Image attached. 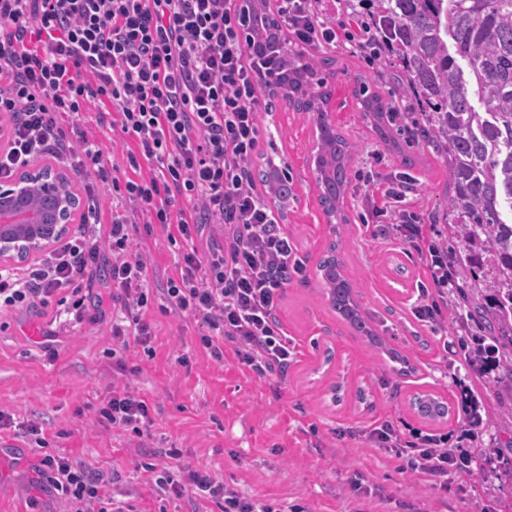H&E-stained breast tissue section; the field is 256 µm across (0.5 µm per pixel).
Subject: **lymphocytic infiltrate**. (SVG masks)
Instances as JSON below:
<instances>
[{
	"instance_id": "lymphocytic-infiltrate-1",
	"label": "lymphocytic infiltrate",
	"mask_w": 512,
	"mask_h": 512,
	"mask_svg": "<svg viewBox=\"0 0 512 512\" xmlns=\"http://www.w3.org/2000/svg\"><path fill=\"white\" fill-rule=\"evenodd\" d=\"M238 0H0V117L10 119L0 149V181L42 156L82 176L85 223L40 261L0 268V312L51 311L67 330L85 319L86 292L107 261L112 301L120 316L112 344L147 345L144 314L154 300L202 329V346L216 361L232 347L239 362L261 378H286L295 346L278 317L284 290L305 275L295 244L253 187L252 160L269 107L243 40ZM322 0H279L290 39L311 47L349 44L370 50L374 34L361 16L342 27L320 15ZM117 114L127 140L125 164L106 165L80 126L64 129L59 116L78 117L88 104ZM412 177L390 182L382 196L367 194L375 236L415 250L427 280L419 286L414 317L439 330L448 310V250L431 225L407 204ZM112 216L105 233L101 196ZM162 229L183 246L176 275L153 289L147 264L129 234ZM145 399L112 390L97 409L104 427L142 434L150 421ZM377 447L408 455L420 481L444 485L462 458L444 434L402 431L383 420L367 433ZM34 485L63 512H136L128 491L109 477L60 453L42 456ZM162 497L210 499L221 512H275L216 481L204 467L154 472Z\"/></svg>"
}]
</instances>
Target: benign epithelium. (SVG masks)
I'll use <instances>...</instances> for the list:
<instances>
[{"instance_id": "1", "label": "benign epithelium", "mask_w": 512, "mask_h": 512, "mask_svg": "<svg viewBox=\"0 0 512 512\" xmlns=\"http://www.w3.org/2000/svg\"><path fill=\"white\" fill-rule=\"evenodd\" d=\"M275 0H260V16L249 19L251 46L266 55L282 57ZM270 91L299 110L315 113L312 147L308 159L317 171L323 123L336 127L332 112L318 111L319 104L307 99L305 91L288 92V69L270 74ZM82 199L74 181L51 162L35 163L0 185V265L22 264L40 258L64 238L69 226L81 215Z\"/></svg>"}]
</instances>
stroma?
Here are the masks:
<instances>
[{
	"label": "stroma",
	"mask_w": 512,
	"mask_h": 512,
	"mask_svg": "<svg viewBox=\"0 0 512 512\" xmlns=\"http://www.w3.org/2000/svg\"><path fill=\"white\" fill-rule=\"evenodd\" d=\"M328 58L336 129L356 151L352 170L372 168L378 183L409 171L417 195L413 208L424 216L446 205L443 156L418 140L396 153L385 148L361 118L352 88L357 77L376 81L381 93L399 95L391 80L396 57L382 54L369 65L363 53L347 47L316 49ZM277 124L262 122L259 156H287L295 203L284 229L305 258L304 279L289 283L279 311L285 332L295 342L297 359L286 380L258 379L244 369L232 349L216 362L199 343L190 318L151 306L149 348L133 344L111 355L112 285L107 268L93 278L84 322L57 337L55 357L41 348L37 333L47 320L35 314H0V411L13 417L0 429V512H31L32 498L49 503L31 484L39 455L25 427L43 428L46 449L69 455L92 469L113 472L120 488L134 497L138 512H220L209 500L160 498L144 469L160 464L162 449L180 448V465L204 466L225 485L258 500L276 502L281 512H512V481L502 478L512 466V378L495 377L487 365L465 354L486 345L478 318L485 295L473 294L475 269L456 276L448 291L447 340L410 314L416 285L425 277L417 253L373 239L361 221L365 187L351 180L344 199L347 223L328 230L319 204L320 190L308 166L313 116L276 101ZM133 237L148 259L149 277L174 274L180 246L161 231ZM342 258L363 312L387 344L407 355L413 374L400 377L388 358L330 309L316 274L329 250ZM336 365H320L326 349ZM128 387L151 407L143 435L103 428L96 408L111 387ZM433 392L452 408L440 432L449 447L474 452L470 428L458 398L474 396L492 415L479 426L486 445L501 453L486 465L481 479L451 475L447 488L418 483L404 458L365 441L364 431L391 417L414 430L431 431L411 406L415 394Z\"/></svg>",
	"instance_id": "obj_1"
}]
</instances>
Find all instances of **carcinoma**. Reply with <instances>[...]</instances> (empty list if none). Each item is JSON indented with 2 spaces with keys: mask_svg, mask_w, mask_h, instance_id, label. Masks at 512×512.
Masks as SVG:
<instances>
[{
  "mask_svg": "<svg viewBox=\"0 0 512 512\" xmlns=\"http://www.w3.org/2000/svg\"><path fill=\"white\" fill-rule=\"evenodd\" d=\"M379 43L402 63L404 99L421 116L429 143L446 157L448 203L442 221L454 225L458 247L448 252V268L473 263L483 268L493 309L485 314L490 344L474 352L512 376V0H371ZM304 48L288 43V84L305 86L310 95H329L322 68ZM354 97L365 123L377 139L402 151L394 137L393 100L383 99L374 83L357 78ZM325 154L316 177L321 195L336 201V218L348 223L342 202L350 184L354 152L340 133L324 135ZM267 189L285 196L291 185L258 171ZM342 262L328 256L318 264L330 308L353 330L401 364L399 376L413 370L408 358L387 346L364 317L353 285L342 274ZM412 405L424 421L444 423L448 403L431 392L414 397Z\"/></svg>",
  "mask_w": 512,
  "mask_h": 512,
  "instance_id": "cac0c4a2",
  "label": "carcinoma"
}]
</instances>
